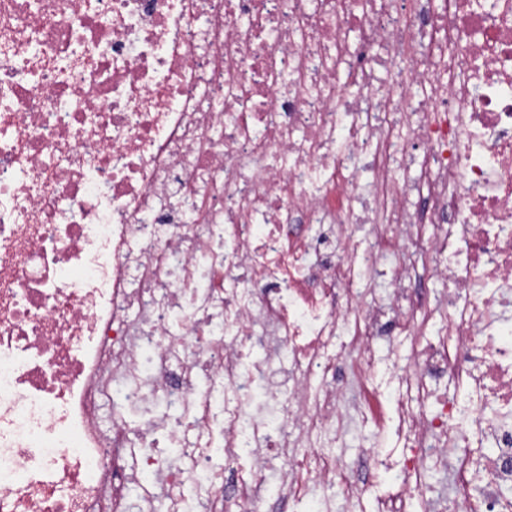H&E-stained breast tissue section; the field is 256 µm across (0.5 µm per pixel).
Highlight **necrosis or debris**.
Instances as JSON below:
<instances>
[{
  "label": "necrosis or debris",
  "instance_id": "necrosis-or-debris-1",
  "mask_svg": "<svg viewBox=\"0 0 512 512\" xmlns=\"http://www.w3.org/2000/svg\"><path fill=\"white\" fill-rule=\"evenodd\" d=\"M482 2L0 0V512H512Z\"/></svg>",
  "mask_w": 512,
  "mask_h": 512
}]
</instances>
